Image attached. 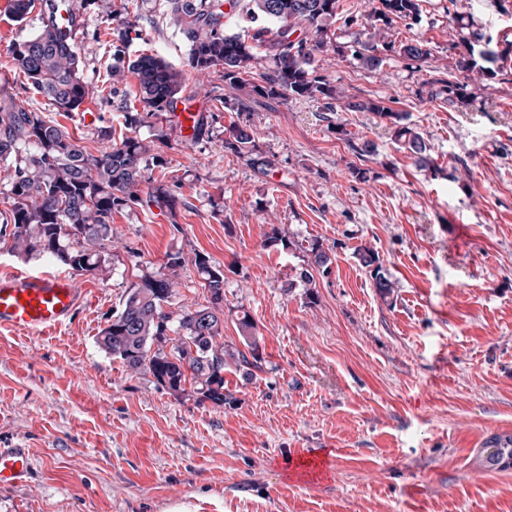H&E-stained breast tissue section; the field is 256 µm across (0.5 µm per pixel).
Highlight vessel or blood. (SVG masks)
<instances>
[{"label": "vessel or blood", "mask_w": 512, "mask_h": 512, "mask_svg": "<svg viewBox=\"0 0 512 512\" xmlns=\"http://www.w3.org/2000/svg\"><path fill=\"white\" fill-rule=\"evenodd\" d=\"M80 283L44 269H12L0 275V329L45 333L71 320L79 306ZM34 467L30 448H0V488L26 484Z\"/></svg>", "instance_id": "vessel-or-blood-1"}]
</instances>
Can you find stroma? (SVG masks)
<instances>
[{
  "label": "stroma",
  "mask_w": 512,
  "mask_h": 512,
  "mask_svg": "<svg viewBox=\"0 0 512 512\" xmlns=\"http://www.w3.org/2000/svg\"><path fill=\"white\" fill-rule=\"evenodd\" d=\"M73 3L90 89L79 111H53L15 67L11 46L38 30L42 11L18 24L6 0L0 95L96 154L135 103V77L113 84V68L143 50L185 68L189 42L164 0H142L123 22L112 0ZM447 5L422 0L420 25L393 28L397 39L424 41L422 64L394 55L371 74L349 57L319 63L348 95L406 113L429 146L428 166L368 112L302 98L234 112L228 102L249 91L225 88L219 69L187 74L182 92L190 111L212 115L209 139L189 143L171 123L140 127L163 159L144 175L167 186L176 209L113 214L118 258L107 275L81 276L71 321L45 334L0 329V447L26 442L36 466L30 486L0 490V512H512V469L472 462L488 436L512 432V74L485 83L456 70ZM458 9L496 50L512 45V0H460ZM438 76L465 83L466 101L420 98ZM233 125L252 135L251 155L225 150ZM366 141L374 153L357 157L351 143ZM352 164L368 182L351 177ZM274 229L291 248L267 245ZM305 240L333 264L291 290ZM361 245L396 283L390 299L356 258ZM174 251L206 254L223 270L227 350L243 347L242 314L260 338L251 380L235 365L224 370L229 405L174 397L96 343L127 286L162 271ZM300 456L324 458L326 473L291 476Z\"/></svg>",
  "instance_id": "stroma-1"
}]
</instances>
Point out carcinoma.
I'll use <instances>...</instances> for the list:
<instances>
[{
  "label": "carcinoma",
  "instance_id": "cac0c4a2",
  "mask_svg": "<svg viewBox=\"0 0 512 512\" xmlns=\"http://www.w3.org/2000/svg\"><path fill=\"white\" fill-rule=\"evenodd\" d=\"M170 19L191 43L188 66L201 76L213 69L224 70V84L239 89L248 84L255 70L264 68L262 83L252 86L255 97L237 98L234 107L249 112L257 98L283 101L310 98L324 101L334 111L341 103L349 112H370L394 126L393 137L416 162L424 163L428 146L424 136L410 127L407 117L381 101L347 97L315 65L317 55L330 52L342 56L351 52L369 73L380 71L389 54L423 62L429 50L421 41H396L392 28L400 22L413 27L422 21L420 0H377L366 14V37L355 33L350 45L337 42L339 31L358 24L353 14L338 13L339 0H166ZM34 0H8L6 16L13 22L26 21ZM250 26L231 32V16ZM464 17L448 14L454 23L456 68L481 79H493L503 72L498 62L504 53L489 48L483 35L465 32ZM12 59L58 112H76L88 96L79 73V59L73 43L64 41L54 24L44 22L30 37L12 45ZM136 75V98L142 111L127 113V132L112 139L111 146L94 155L77 144L41 113L30 112L13 98L0 97V157L15 155L11 177V208L0 216V239L10 238V250L26 259L46 258L85 275H100L110 269L116 257L109 248L113 236L112 213L132 206L163 205L174 209L176 199L159 184L143 191L144 164L161 162L154 144L141 138L137 129L152 120L169 121L182 99L184 73L160 57L143 53L128 62L127 70L112 71V84ZM430 99L452 106L466 97L460 82L432 78L424 83ZM213 117L202 112L194 122L191 143L209 134ZM224 148L244 155L253 151L251 135L241 127L228 130ZM310 262L288 281V288L309 289L317 267L328 270L331 257L314 241L307 248ZM360 263L370 269L377 292L384 298L393 294L395 283L383 272L378 254L371 248L356 249ZM186 257L182 252L166 256L165 273H144L127 287L119 307L97 336L98 346L126 371L150 375L154 383L176 397L196 395V401L222 407L231 402L224 393V365L228 360L244 368L243 377L262 361L259 337L248 315L239 319V331L247 352H230L224 347V272L213 267L202 253L191 259L204 280L210 299L200 309L176 314L166 310L177 285L178 270ZM485 470L512 468V433L488 437L475 457Z\"/></svg>",
  "mask_w": 512,
  "mask_h": 512
}]
</instances>
